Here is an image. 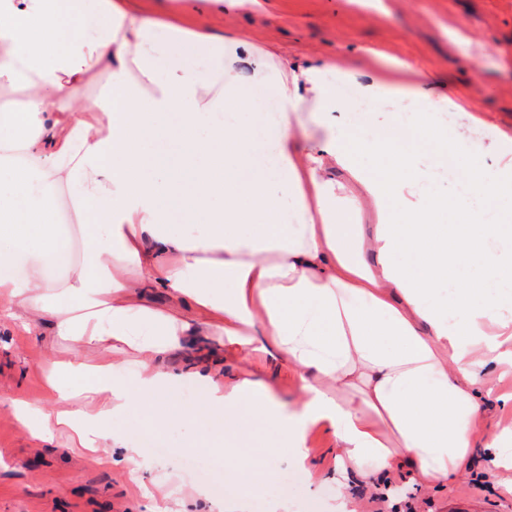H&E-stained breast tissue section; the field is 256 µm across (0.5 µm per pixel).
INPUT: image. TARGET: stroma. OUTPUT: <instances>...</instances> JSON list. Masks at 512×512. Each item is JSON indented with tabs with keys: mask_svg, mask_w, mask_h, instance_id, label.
I'll use <instances>...</instances> for the list:
<instances>
[{
	"mask_svg": "<svg viewBox=\"0 0 512 512\" xmlns=\"http://www.w3.org/2000/svg\"><path fill=\"white\" fill-rule=\"evenodd\" d=\"M199 25L218 37L250 31L260 46L291 66L342 58L352 77L336 82V99L344 107L336 119L357 136L373 138L385 123L401 118L389 106L343 93L344 87L371 83L383 58L411 63L448 100H469V113H456L451 131L466 132L473 140L494 128L512 135V0H383L379 10L359 0H264L260 10L211 13ZM70 356L68 341L45 340L0 319V512H149L154 505L207 512L210 502L232 498L223 453L186 446L215 429L203 412L162 432L114 421L124 436L136 430L146 436L138 449L151 465L144 473L128 469L118 448L99 449L93 459L71 453L64 436L32 437L9 401L21 394L54 406L57 394L46 386L44 369ZM173 361L201 371L231 372L241 365L233 347L213 339L197 341L189 355H175ZM253 368L283 401L294 402L298 384L285 357L256 356ZM494 378L490 432L512 427V370L496 371ZM309 448L312 471L278 462L274 481L253 499L250 512H270L275 500L287 501L290 512H336L344 496L362 502L364 512H377L375 497L386 490L383 478L336 476L335 441L329 434L312 433ZM482 473L489 482L479 489L473 481ZM393 483L413 496L416 512H512V469L488 467L480 455L465 475L443 486L415 483L405 475Z\"/></svg>",
	"mask_w": 512,
	"mask_h": 512,
	"instance_id": "1",
	"label": "stroma"
}]
</instances>
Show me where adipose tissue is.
<instances>
[{"instance_id": "ef3b65f1", "label": "adipose tissue", "mask_w": 512, "mask_h": 512, "mask_svg": "<svg viewBox=\"0 0 512 512\" xmlns=\"http://www.w3.org/2000/svg\"><path fill=\"white\" fill-rule=\"evenodd\" d=\"M258 4L183 0L158 30L129 0H0V86L25 94L20 111L0 113V134L89 215L84 261L62 285L13 276L15 263L55 257L65 242L52 196L0 159V316L26 331L50 324L74 352L46 377L54 408L13 400L23 427L64 430L74 451L125 449L142 471L113 419L159 431L186 422L176 393L196 382L223 438L191 445L223 448L240 512L273 481L277 459L309 468L317 429L333 436L344 474L443 485L481 448L489 465L512 468V431L481 433L489 366H512V226L470 223L431 190L432 166L394 130L366 142L335 128L333 80L349 76L341 61L291 69L249 33L217 37L183 21L189 10ZM103 68L111 98L77 97ZM427 80L393 61L360 95L404 112L434 157L468 164L479 194L512 195V136L449 135L439 104L413 91ZM239 107L249 110L242 124ZM305 112L325 128L308 147L293 134ZM368 152L378 166L363 164ZM337 165L351 184L329 178ZM368 210L369 228L357 222ZM468 263L481 278L461 277ZM130 266L167 291V306L145 303ZM189 307L198 321L185 319ZM196 336L248 355L279 350L297 403L240 372L171 366ZM119 354L134 355L130 375Z\"/></svg>"}]
</instances>
